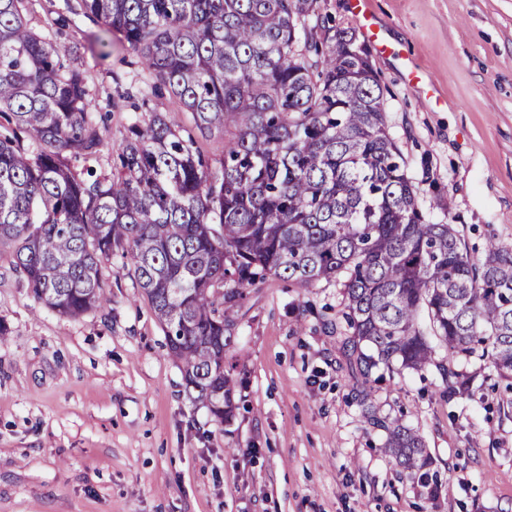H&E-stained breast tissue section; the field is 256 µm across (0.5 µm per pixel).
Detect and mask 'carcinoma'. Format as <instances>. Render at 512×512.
Here are the masks:
<instances>
[{
	"mask_svg": "<svg viewBox=\"0 0 512 512\" xmlns=\"http://www.w3.org/2000/svg\"><path fill=\"white\" fill-rule=\"evenodd\" d=\"M25 2L0 0V255L38 302L101 309L104 261L124 259L186 394L220 424L234 409L227 314L272 275L344 282L345 341L366 378L433 368L452 399L472 389L454 362L476 357L512 380V246L474 260L453 225L426 219L372 65L352 55L355 33L311 23L318 0H66L120 34L201 132L226 135L212 178L156 112L129 126L115 179L72 169L102 136L81 72L33 31ZM360 405L385 453L427 477L418 431L378 418L369 393Z\"/></svg>",
	"mask_w": 512,
	"mask_h": 512,
	"instance_id": "1",
	"label": "carcinoma"
}]
</instances>
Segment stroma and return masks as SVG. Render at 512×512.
<instances>
[{
  "label": "stroma",
  "instance_id": "35a3bbf8",
  "mask_svg": "<svg viewBox=\"0 0 512 512\" xmlns=\"http://www.w3.org/2000/svg\"><path fill=\"white\" fill-rule=\"evenodd\" d=\"M33 30L68 51L86 82L102 146L72 162L115 173L132 121L176 114L211 175L224 135L199 133L190 112L119 35L70 14L65 0H27ZM397 56L366 49L383 89L388 132L419 205L454 224L469 254L512 245V0H370ZM109 37L108 51L97 40ZM419 83H409L406 67ZM451 199L450 215L431 208ZM109 303L76 318L36 301L0 260V512H512V389L482 362L464 398H441L430 370L349 362L340 282L301 288L271 276L230 311L224 371L229 422L192 402L164 331L120 259L103 265ZM419 432L440 482L408 479L361 415Z\"/></svg>",
  "mask_w": 512,
  "mask_h": 512
}]
</instances>
